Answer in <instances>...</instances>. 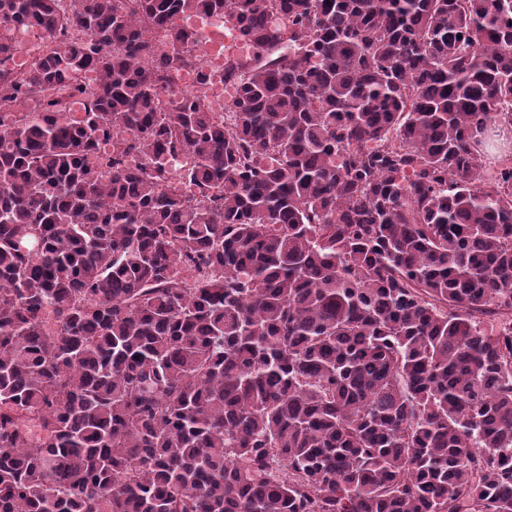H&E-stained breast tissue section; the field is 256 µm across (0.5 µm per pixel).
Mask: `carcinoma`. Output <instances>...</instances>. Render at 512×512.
Wrapping results in <instances>:
<instances>
[{
	"mask_svg": "<svg viewBox=\"0 0 512 512\" xmlns=\"http://www.w3.org/2000/svg\"><path fill=\"white\" fill-rule=\"evenodd\" d=\"M61 2L0 0V512H512V0ZM184 24L197 32L199 43L196 46L197 54L200 56L204 65L211 68L213 75L212 81L206 87H200L196 83L195 72L191 69H184L174 73L170 83V90L180 93L185 89L193 93L204 94L212 105L211 112H214L217 118L224 116V95L229 97L233 94L232 88L224 87V53L221 62L213 60L207 52L208 42L220 44L224 41V18L217 14H184L180 16ZM180 18H176L175 25L183 24ZM18 37L22 45V51L17 55L12 66L16 70H25L33 61L45 54L47 44L45 41L29 38L25 32H20Z\"/></svg>",
	"mask_w": 512,
	"mask_h": 512,
	"instance_id": "1",
	"label": "carcinoma"
}]
</instances>
